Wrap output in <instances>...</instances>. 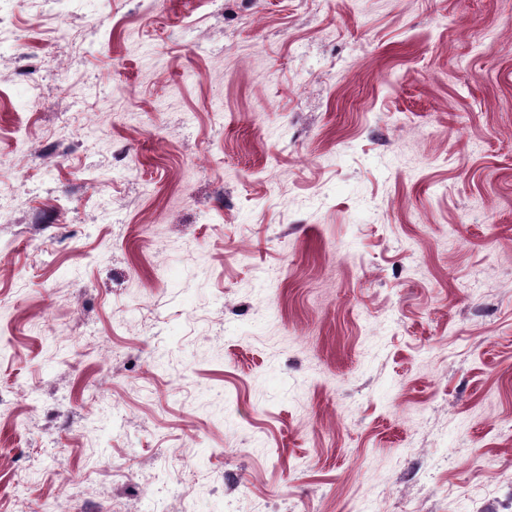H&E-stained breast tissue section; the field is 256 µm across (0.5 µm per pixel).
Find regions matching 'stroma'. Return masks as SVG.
<instances>
[{"instance_id": "1", "label": "stroma", "mask_w": 512, "mask_h": 512, "mask_svg": "<svg viewBox=\"0 0 512 512\" xmlns=\"http://www.w3.org/2000/svg\"><path fill=\"white\" fill-rule=\"evenodd\" d=\"M97 5L0 30V512H512V0Z\"/></svg>"}]
</instances>
